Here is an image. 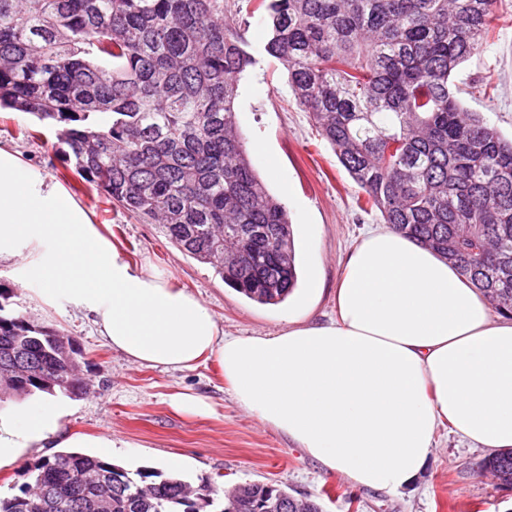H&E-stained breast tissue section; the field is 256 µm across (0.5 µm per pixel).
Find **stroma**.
I'll return each instance as SVG.
<instances>
[{
    "instance_id": "stroma-1",
    "label": "stroma",
    "mask_w": 512,
    "mask_h": 512,
    "mask_svg": "<svg viewBox=\"0 0 512 512\" xmlns=\"http://www.w3.org/2000/svg\"><path fill=\"white\" fill-rule=\"evenodd\" d=\"M499 12L491 39L457 68L452 88L464 107L481 113L511 139L512 0H500ZM224 17L244 29L257 59L239 82L236 103L247 151L293 226L298 282L283 303L262 305L246 298L225 285L210 265L171 244L157 225L105 203L66 163L51 127L42 126L39 137H29L27 116L4 110L0 143L71 190L132 267L154 266L172 284L199 297L225 332L266 336L278 332L289 315L302 323L335 317L336 284L345 259L365 225L380 223L381 216L375 210L359 211L360 189L297 105L287 72L264 53V23L250 14L245 0H224ZM312 277L320 288L314 296L306 292ZM37 288L21 260L0 263V294L31 322L76 339L80 372L90 386L75 396L57 395L66 412L45 447L22 449L0 466L1 498L17 494L24 469L48 456L55 444L76 440L90 447L105 434L115 444L110 460L128 470L166 477V458L182 455V475L194 483L210 481L228 489L245 481L271 482L294 495L319 497L324 512H512V489L481 470L486 451L460 444L447 427H440L423 471L400 494L350 486L326 475L322 464L297 443L243 412L215 363L193 370L134 365L98 335L91 315L67 298L43 303ZM179 394L201 398L210 412L190 415L176 409L173 399Z\"/></svg>"
}]
</instances>
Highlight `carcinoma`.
Instances as JSON below:
<instances>
[{"mask_svg": "<svg viewBox=\"0 0 512 512\" xmlns=\"http://www.w3.org/2000/svg\"><path fill=\"white\" fill-rule=\"evenodd\" d=\"M266 54L383 223L454 264L512 316V140L451 87L494 30L498 0H247ZM255 57L224 0H0V109L50 124L83 182L160 226L186 255L259 304L297 285L292 224L254 170L238 83ZM0 302V402L86 388L51 333ZM17 347L55 377L24 388ZM512 481V452L484 461ZM0 512H323L256 482L160 481L77 450L25 470Z\"/></svg>", "mask_w": 512, "mask_h": 512, "instance_id": "cac0c4a2", "label": "carcinoma"}]
</instances>
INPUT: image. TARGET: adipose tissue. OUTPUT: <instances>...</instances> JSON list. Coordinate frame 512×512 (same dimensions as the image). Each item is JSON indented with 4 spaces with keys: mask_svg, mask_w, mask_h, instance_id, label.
Masks as SVG:
<instances>
[{
    "mask_svg": "<svg viewBox=\"0 0 512 512\" xmlns=\"http://www.w3.org/2000/svg\"><path fill=\"white\" fill-rule=\"evenodd\" d=\"M26 256L45 303L66 297L131 362L191 370L215 360L238 405L288 435L329 475L408 486L441 425L512 448V320L457 268L402 234L367 233L336 288V318L273 336H227L195 295L133 268L59 184L0 145V261ZM60 410L0 417V461L43 447Z\"/></svg>",
    "mask_w": 512,
    "mask_h": 512,
    "instance_id": "adipose-tissue-1",
    "label": "adipose tissue"
}]
</instances>
